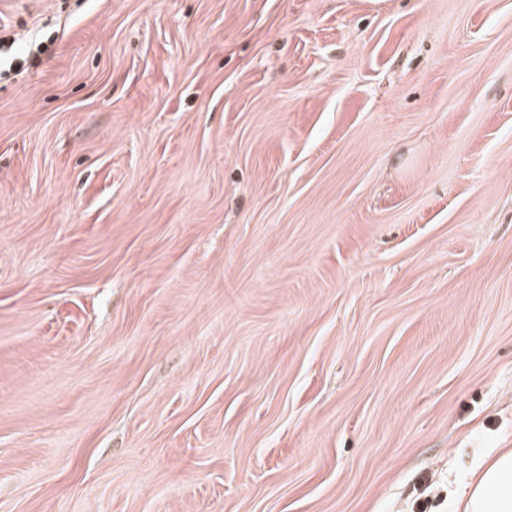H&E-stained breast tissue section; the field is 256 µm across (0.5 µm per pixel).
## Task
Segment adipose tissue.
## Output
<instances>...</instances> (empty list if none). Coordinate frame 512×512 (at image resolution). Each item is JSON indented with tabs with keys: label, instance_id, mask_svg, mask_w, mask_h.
Here are the masks:
<instances>
[{
	"label": "adipose tissue",
	"instance_id": "1",
	"mask_svg": "<svg viewBox=\"0 0 512 512\" xmlns=\"http://www.w3.org/2000/svg\"><path fill=\"white\" fill-rule=\"evenodd\" d=\"M463 503V512H512V449L474 472Z\"/></svg>",
	"mask_w": 512,
	"mask_h": 512
}]
</instances>
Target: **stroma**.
<instances>
[{"label": "stroma", "instance_id": "obj_1", "mask_svg": "<svg viewBox=\"0 0 512 512\" xmlns=\"http://www.w3.org/2000/svg\"><path fill=\"white\" fill-rule=\"evenodd\" d=\"M0 512H462L512 448V0H0Z\"/></svg>", "mask_w": 512, "mask_h": 512}]
</instances>
